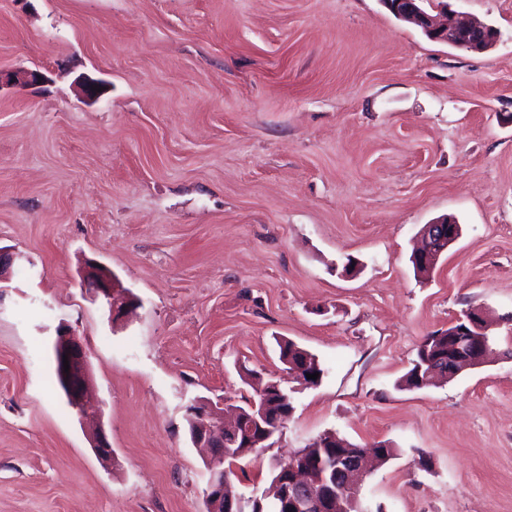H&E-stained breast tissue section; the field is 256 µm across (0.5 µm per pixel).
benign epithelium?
Returning a JSON list of instances; mask_svg holds the SVG:
<instances>
[{
  "label": "benign epithelium",
  "mask_w": 512,
  "mask_h": 512,
  "mask_svg": "<svg viewBox=\"0 0 512 512\" xmlns=\"http://www.w3.org/2000/svg\"><path fill=\"white\" fill-rule=\"evenodd\" d=\"M385 7L398 19L414 24L429 40L448 44L468 51H485L495 45L500 33L492 26L476 20H462L448 10L447 0H381ZM19 82L24 86H38L46 81L39 70L21 73H5L0 70V85L3 81ZM456 224L451 217H442L425 225L420 231L421 245L416 249L413 260L426 268H431L444 244L448 243L450 225ZM86 279L93 286L94 296L103 299L112 313L119 315L129 305L112 294V273L100 264L86 263ZM474 330L459 327L448 332V371L445 377H454L462 372L479 367L490 359L488 337L474 342V332L483 334L485 326L479 319V312L468 313ZM59 363L69 361V370L61 372L66 397L89 422L96 418L87 415L86 399L92 387L88 370V355L81 338L69 329H59L54 342ZM280 389V383L270 381L258 392L259 401L252 403L251 414L233 410L232 421L225 422L223 408L213 403L197 400L187 408L190 421L192 443L197 448H205L208 454L205 465L209 471L204 503L207 512H217V506L224 501L237 503V512H246L245 499L232 494L228 483L220 478L224 463V447H234L239 440L250 434L249 427L258 424V418L265 417L268 388ZM92 448L103 461L112 460V444L104 431L97 427L92 433ZM376 453L358 450L349 455L346 468L342 469L343 479L317 497L311 493V481L307 473L296 467L286 466L278 472L272 485V495L279 501L284 512H348L346 503L357 496L354 483L362 474L370 460H376Z\"/></svg>",
  "instance_id": "obj_1"
}]
</instances>
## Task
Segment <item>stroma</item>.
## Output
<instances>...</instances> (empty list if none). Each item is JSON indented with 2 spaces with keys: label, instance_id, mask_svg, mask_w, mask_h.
Returning <instances> with one entry per match:
<instances>
[{
  "label": "stroma",
  "instance_id": "1",
  "mask_svg": "<svg viewBox=\"0 0 512 512\" xmlns=\"http://www.w3.org/2000/svg\"><path fill=\"white\" fill-rule=\"evenodd\" d=\"M449 2L500 41H430L381 0H0V68L48 78L0 87V512H204L185 407L252 396L245 367L294 410L231 464L236 493L332 432L395 450L361 512H512V0ZM446 215L461 235L418 276ZM87 257L137 300L124 320ZM468 309L496 357L400 388ZM63 323L111 461L56 380ZM283 340L318 385L285 375ZM457 224L451 217H442L425 227L420 231L421 245L416 249L413 260L420 266L431 268L437 260L440 253L448 245V233L450 225ZM447 243V244H446ZM443 244H446L442 247ZM86 279L94 287V296L103 299L109 306L112 314L120 315L125 308L129 305L127 301H119L112 294V273L94 261H87L86 263ZM280 360L282 363L285 364V361H288V363L295 364L299 368H303L302 370L294 369L291 371V367H285V370H288V374L290 375L289 371H291V374L294 376H298V379L304 380L302 373L305 374L311 367V364H318L320 366V373H323V369L321 368V364L319 361H317L314 354H310L308 351L302 349V347L296 345L295 343L291 341H285L283 343H280ZM307 361L309 364H307ZM319 362V363H318ZM287 363V365H288ZM307 365L309 367H307Z\"/></svg>",
  "mask_w": 512,
  "mask_h": 512
}]
</instances>
